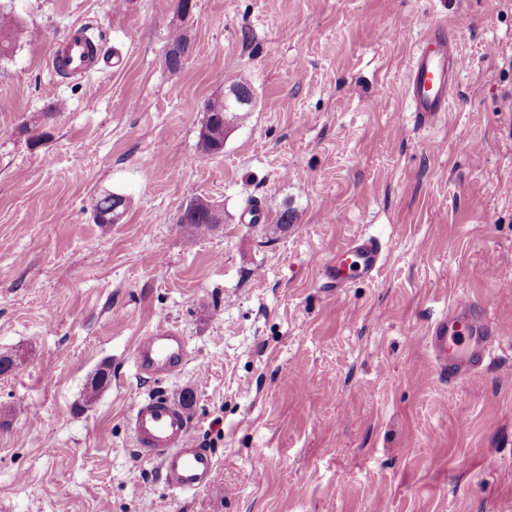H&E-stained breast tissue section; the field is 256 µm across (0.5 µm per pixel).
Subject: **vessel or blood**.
Returning a JSON list of instances; mask_svg holds the SVG:
<instances>
[{
    "label": "vessel or blood",
    "instance_id": "obj_1",
    "mask_svg": "<svg viewBox=\"0 0 512 512\" xmlns=\"http://www.w3.org/2000/svg\"><path fill=\"white\" fill-rule=\"evenodd\" d=\"M49 66L60 76L86 75L101 66L98 47L84 28L75 27L58 44ZM464 68L452 30L439 23L431 26L415 49L407 74L406 94L419 124L432 125L446 117ZM382 258L378 239L356 238L325 265V281L337 289L356 278H373ZM495 339L489 322L474 313L472 300L456 299L426 336L435 376L455 382L482 370ZM188 358L186 337L161 325L140 337L133 364L138 375L161 378L178 372ZM191 423L184 400L159 392L138 398L127 416L138 460L156 464L162 481L178 493L208 487L217 466L211 449L194 442Z\"/></svg>",
    "mask_w": 512,
    "mask_h": 512
}]
</instances>
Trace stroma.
Returning a JSON list of instances; mask_svg holds the SVG:
<instances>
[{
  "label": "stroma",
  "mask_w": 512,
  "mask_h": 512,
  "mask_svg": "<svg viewBox=\"0 0 512 512\" xmlns=\"http://www.w3.org/2000/svg\"><path fill=\"white\" fill-rule=\"evenodd\" d=\"M194 3L0 0L23 31L0 57V512H512V0ZM460 13L448 119L418 126L411 52ZM75 26L108 69L49 68ZM240 80L247 118L201 155L206 102ZM107 190L132 199L120 223L93 219ZM196 198L223 222L192 240ZM361 235L384 247L374 279L325 287ZM460 296L505 330L449 384L424 340ZM160 324L190 357L144 379L135 344ZM150 390L191 394L209 488L136 460L126 415ZM168 48L171 56L165 64L170 71H179L192 51L191 41L183 31L175 30L169 40Z\"/></svg>",
  "instance_id": "1"
}]
</instances>
